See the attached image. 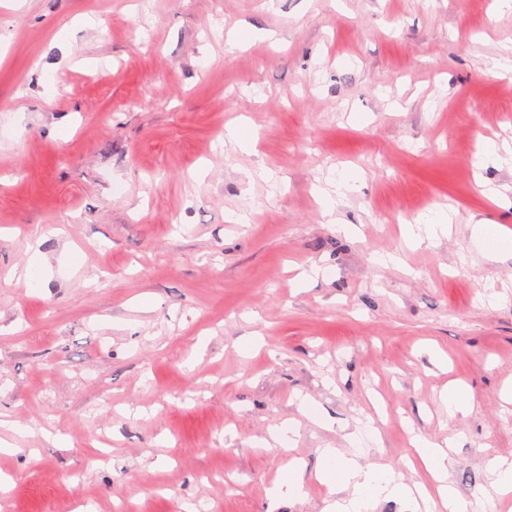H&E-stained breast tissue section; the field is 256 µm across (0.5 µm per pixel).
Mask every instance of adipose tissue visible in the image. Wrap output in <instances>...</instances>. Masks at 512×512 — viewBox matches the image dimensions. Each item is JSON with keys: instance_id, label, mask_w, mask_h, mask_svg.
Returning a JSON list of instances; mask_svg holds the SVG:
<instances>
[{"instance_id": "ef3b65f1", "label": "adipose tissue", "mask_w": 512, "mask_h": 512, "mask_svg": "<svg viewBox=\"0 0 512 512\" xmlns=\"http://www.w3.org/2000/svg\"><path fill=\"white\" fill-rule=\"evenodd\" d=\"M377 430L366 425L350 435L348 452L336 448L323 449L321 462L315 470L317 481L329 489L350 488L349 497L333 501L330 512H369L379 500L398 499L418 512L421 504L439 496L446 512H470L471 504L456 494L448 484V452L440 445L424 438L413 443L417 465L435 481V488L418 483L407 485L397 480L391 468L379 465H361V449L373 441Z\"/></svg>"}]
</instances>
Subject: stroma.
Returning a JSON list of instances; mask_svg holds the SVG:
<instances>
[{
  "mask_svg": "<svg viewBox=\"0 0 512 512\" xmlns=\"http://www.w3.org/2000/svg\"><path fill=\"white\" fill-rule=\"evenodd\" d=\"M505 58L496 0H0V512H266L370 419L364 463L424 482L421 435L512 512V207L479 188L512 200V153L478 165L512 144ZM434 210L450 233L409 248ZM304 464L297 458L288 460L282 469V475L270 491V499L280 502L288 499H298L304 494Z\"/></svg>",
  "mask_w": 512,
  "mask_h": 512,
  "instance_id": "stroma-1",
  "label": "stroma"
}]
</instances>
